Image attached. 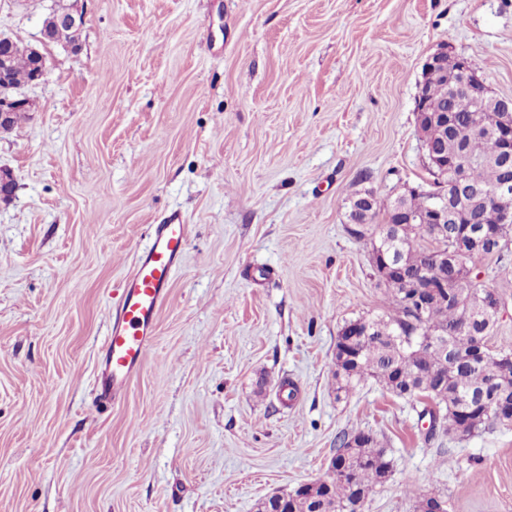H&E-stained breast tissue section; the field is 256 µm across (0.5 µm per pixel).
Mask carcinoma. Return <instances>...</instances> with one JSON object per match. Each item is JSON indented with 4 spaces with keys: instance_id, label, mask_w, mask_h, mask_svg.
<instances>
[{
    "instance_id": "cac0c4a2",
    "label": "carcinoma",
    "mask_w": 512,
    "mask_h": 512,
    "mask_svg": "<svg viewBox=\"0 0 512 512\" xmlns=\"http://www.w3.org/2000/svg\"><path fill=\"white\" fill-rule=\"evenodd\" d=\"M37 68L38 60L26 47L16 50L6 71L12 92L29 84ZM428 93L431 104L453 114L455 124L434 138L429 121H422L424 140H433L434 149L456 159L467 186L495 188L506 176V169L491 162L497 140L477 125V113L484 106L457 93L444 77L428 80ZM431 204L429 196L410 188L385 205L374 202L368 223L351 228V234L359 238L376 235L371 252L375 272L382 270L376 251L387 249L385 225L392 223L395 209L402 206L420 215ZM499 220V210L493 205L472 210L463 204L450 228L487 225L498 228L502 237H511L512 223ZM394 239L404 265L443 288V301L423 311L415 300L413 284L390 280L384 292L388 313L376 320L359 318L367 334L352 345L343 343L345 335L336 343V395L371 378L398 397L423 398L426 403L418 416L429 418L428 441L441 431L472 436L504 425L488 413V403L478 397L494 389L512 395V347L486 345L484 357L471 356L473 337L487 341L496 317L484 311V289L470 277V259L434 267L433 257L451 250L453 242L435 238L426 224H404L394 231ZM346 453L355 461L339 472L328 469L319 479L316 494L294 493L288 502L289 512H363L365 500L388 476L386 448L371 433L356 431L337 439L336 456Z\"/></svg>"
}]
</instances>
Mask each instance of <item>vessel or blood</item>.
Segmentation results:
<instances>
[{
	"instance_id": "obj_1",
	"label": "vessel or blood",
	"mask_w": 512,
	"mask_h": 512,
	"mask_svg": "<svg viewBox=\"0 0 512 512\" xmlns=\"http://www.w3.org/2000/svg\"><path fill=\"white\" fill-rule=\"evenodd\" d=\"M188 246L186 224L172 219L150 227V242L125 276L109 314L94 388L99 400L119 397L141 368L165 304L174 272Z\"/></svg>"
}]
</instances>
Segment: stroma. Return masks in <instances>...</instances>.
Segmentation results:
<instances>
[{"instance_id": "stroma-1", "label": "stroma", "mask_w": 512, "mask_h": 512, "mask_svg": "<svg viewBox=\"0 0 512 512\" xmlns=\"http://www.w3.org/2000/svg\"><path fill=\"white\" fill-rule=\"evenodd\" d=\"M52 5L0 0V34L39 45ZM82 7L80 50L43 46L34 110L0 133V512H257L359 429L391 462L364 512H512V425L429 443L412 400L333 377L340 329L386 311L350 200L429 181L416 103L439 48L512 97V0ZM173 212L189 246L153 343L99 401L113 288ZM470 267L502 298L489 345H512V275Z\"/></svg>"}]
</instances>
